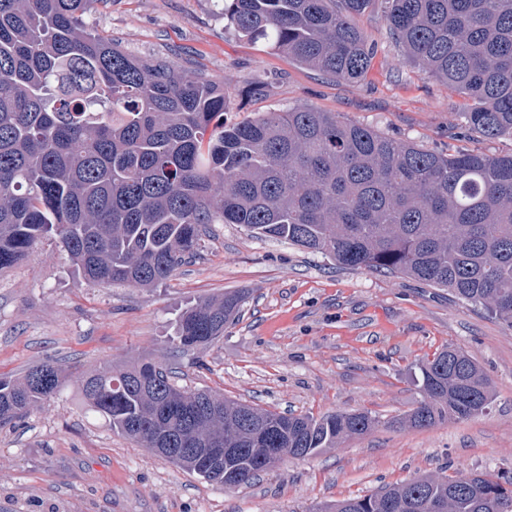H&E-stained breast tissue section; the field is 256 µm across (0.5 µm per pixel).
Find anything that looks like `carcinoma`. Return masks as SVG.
I'll return each instance as SVG.
<instances>
[{
	"mask_svg": "<svg viewBox=\"0 0 512 512\" xmlns=\"http://www.w3.org/2000/svg\"><path fill=\"white\" fill-rule=\"evenodd\" d=\"M375 0H224V28L338 81L363 78L373 48L358 24ZM419 72L467 100L472 137L512 136V0H381ZM89 0H0V271L59 238L89 285L150 287L196 254L211 224H241L350 268L447 288L512 327V155L441 154L313 107L224 122V82L143 60L86 22ZM244 298L228 292L179 316L183 347L224 335ZM422 429L489 409V377L462 349L421 367ZM42 362L0 377V426L58 394ZM112 430L208 482L245 485L269 448H334L378 421L259 409L171 382L162 364L108 365L78 385ZM237 457L205 462L168 448ZM331 512H512V478L426 474Z\"/></svg>",
	"mask_w": 512,
	"mask_h": 512,
	"instance_id": "obj_1",
	"label": "carcinoma"
}]
</instances>
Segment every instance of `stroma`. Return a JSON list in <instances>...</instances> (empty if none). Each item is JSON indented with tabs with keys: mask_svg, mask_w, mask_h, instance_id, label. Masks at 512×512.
Here are the masks:
<instances>
[{
	"mask_svg": "<svg viewBox=\"0 0 512 512\" xmlns=\"http://www.w3.org/2000/svg\"><path fill=\"white\" fill-rule=\"evenodd\" d=\"M220 0H91L86 21L127 53L163 58L226 83L234 123L311 106L425 148L512 155V138H471L462 98L407 65L373 6L360 19L375 46L358 82H340L224 29ZM266 80L264 95L246 96ZM241 291L219 339L188 351L179 312ZM464 350L491 378L483 415L426 429L402 418L423 399L421 364ZM152 358L173 382L275 412L364 411L369 433L288 458L233 490L206 482L91 414L76 381L100 365ZM54 361L57 395L0 426V512H324L421 474L512 477V328L483 308L403 275L336 265L288 242L215 224L198 254L146 288L78 279L57 237L0 273V377Z\"/></svg>",
	"mask_w": 512,
	"mask_h": 512,
	"instance_id": "obj_1",
	"label": "stroma"
}]
</instances>
